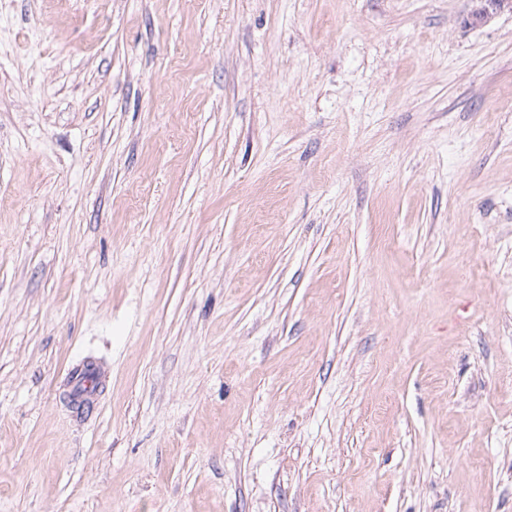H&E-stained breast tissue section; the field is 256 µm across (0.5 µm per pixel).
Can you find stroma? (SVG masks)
Here are the masks:
<instances>
[{
	"instance_id": "obj_1",
	"label": "stroma",
	"mask_w": 512,
	"mask_h": 512,
	"mask_svg": "<svg viewBox=\"0 0 512 512\" xmlns=\"http://www.w3.org/2000/svg\"><path fill=\"white\" fill-rule=\"evenodd\" d=\"M472 7L0 0V512H512V13ZM102 374L101 366L91 360H82L69 370L68 394L78 408L93 407L98 397Z\"/></svg>"
}]
</instances>
